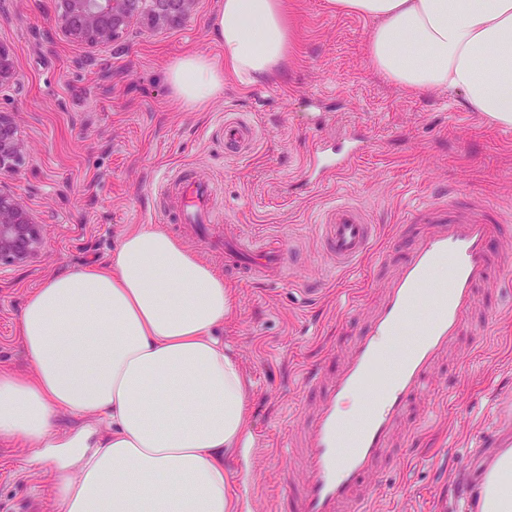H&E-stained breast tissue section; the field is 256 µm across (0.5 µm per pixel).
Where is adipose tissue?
Here are the masks:
<instances>
[{"label": "adipose tissue", "instance_id": "ef3b65f1", "mask_svg": "<svg viewBox=\"0 0 512 512\" xmlns=\"http://www.w3.org/2000/svg\"><path fill=\"white\" fill-rule=\"evenodd\" d=\"M373 20L368 59L404 91L454 90L512 127V0H328ZM223 59L187 55L166 80L202 108L225 75L277 78L294 49L288 0H221ZM234 309L222 274L157 226L123 233L106 264L72 269L27 297L18 333L33 375L0 370V442L54 447L55 417L94 416L106 436L55 482L60 512H236L224 460L247 431L239 361L215 334ZM473 512H512V447L487 464Z\"/></svg>", "mask_w": 512, "mask_h": 512}]
</instances>
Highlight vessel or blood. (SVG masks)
I'll return each mask as SVG.
<instances>
[{
  "label": "vessel or blood",
  "mask_w": 512,
  "mask_h": 512,
  "mask_svg": "<svg viewBox=\"0 0 512 512\" xmlns=\"http://www.w3.org/2000/svg\"><path fill=\"white\" fill-rule=\"evenodd\" d=\"M257 131L236 118H225L224 140L230 153L250 151ZM365 150L356 145L336 151L316 144L303 168L305 176H327L352 166ZM170 197H182L177 218L184 224L211 227L213 189L209 182L184 174L161 182ZM404 225L424 231L407 249L386 282L365 329L345 350L334 374L318 368L303 375L306 392L318 393L312 416L288 438V462L282 482L290 512H366L361 493L387 458L401 427L411 423L417 400L433 383V372L465 334L483 288L502 272L491 247L502 226L477 196L460 200L439 194L409 209ZM340 269H351L370 253L375 227L360 207H331L321 226ZM287 245L276 238L261 245L237 237L224 246V264L260 280L284 272ZM447 278H438L440 269ZM361 394L369 404L357 423L345 421L339 405Z\"/></svg>",
  "instance_id": "obj_1"
}]
</instances>
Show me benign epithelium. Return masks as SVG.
<instances>
[{"mask_svg": "<svg viewBox=\"0 0 512 512\" xmlns=\"http://www.w3.org/2000/svg\"><path fill=\"white\" fill-rule=\"evenodd\" d=\"M58 25L62 34L91 48L110 46L138 17L155 29L178 25L194 12L196 0H59ZM16 74L13 50L0 43V88ZM26 144L12 113L0 111V176L12 174L24 163ZM45 247L43 225L26 208L15 187L0 179V265H23Z\"/></svg>", "mask_w": 512, "mask_h": 512, "instance_id": "benign-epithelium-1", "label": "benign epithelium"}]
</instances>
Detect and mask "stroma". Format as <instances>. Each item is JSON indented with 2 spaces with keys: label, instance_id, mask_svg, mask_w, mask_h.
Listing matches in <instances>:
<instances>
[{
  "label": "stroma",
  "instance_id": "stroma-1",
  "mask_svg": "<svg viewBox=\"0 0 512 512\" xmlns=\"http://www.w3.org/2000/svg\"><path fill=\"white\" fill-rule=\"evenodd\" d=\"M218 2L197 0L188 21L160 31L134 22L112 46L91 49L61 34L57 0H0V42L17 68L0 110L14 114L28 151L12 179L46 237L30 263L0 266V369L34 371L17 328L28 293L71 268L106 262L133 226L157 225L223 270V251L170 223L171 205L157 189L176 168L193 169L214 184L224 235L260 242L274 234L292 246V276H227L235 309L217 330L248 382L247 439L225 463L238 512H280L283 445L316 403L300 394L298 370L338 366V350L356 338L407 245L392 227L420 199L459 186L498 220L512 218V131L488 127L459 96L408 93L373 72V21L336 13L328 0H294L297 55L278 80L244 87L228 75L223 95L203 109L175 105L167 66L223 52L212 31ZM228 113L257 127L252 152L225 155ZM356 137L371 146L354 165L319 186L304 177L315 142L343 147ZM339 202L380 226L376 247L386 263L337 275L319 223ZM461 344L439 368L447 392H428L416 405L431 425L424 456L395 449L368 484L371 512H469L455 488L480 480L495 454L478 445L487 418L498 413L512 426V295L485 289ZM32 455L26 444L0 443V512H59L53 479L78 466L68 452L52 451L38 465Z\"/></svg>",
  "mask_w": 512,
  "mask_h": 512
}]
</instances>
